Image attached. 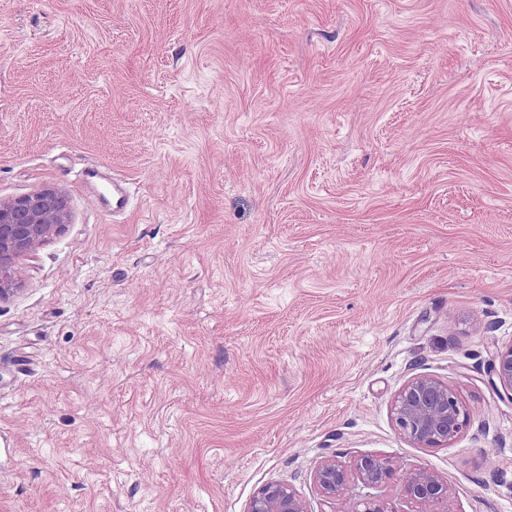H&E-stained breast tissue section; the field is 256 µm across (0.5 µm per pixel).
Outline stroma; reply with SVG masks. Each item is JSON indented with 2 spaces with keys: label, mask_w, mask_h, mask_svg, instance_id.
<instances>
[{
  "label": "stroma",
  "mask_w": 512,
  "mask_h": 512,
  "mask_svg": "<svg viewBox=\"0 0 512 512\" xmlns=\"http://www.w3.org/2000/svg\"><path fill=\"white\" fill-rule=\"evenodd\" d=\"M45 185L71 222L0 301V512L272 480L325 512L314 464L355 454L512 512V0H0V199ZM418 374L470 412L448 447L392 419ZM492 361L493 375L503 393L512 399V343L496 347Z\"/></svg>",
  "instance_id": "stroma-1"
}]
</instances>
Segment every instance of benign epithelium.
<instances>
[{
    "label": "benign epithelium",
    "mask_w": 512,
    "mask_h": 512,
    "mask_svg": "<svg viewBox=\"0 0 512 512\" xmlns=\"http://www.w3.org/2000/svg\"><path fill=\"white\" fill-rule=\"evenodd\" d=\"M71 220L68 197L45 186L0 201V301L15 291L20 259L58 235ZM493 375L512 399V344L493 353ZM391 414L399 431L417 448H443L456 440L468 424L469 413L455 391L429 375L409 379L395 394ZM395 462L375 454L355 456L349 463L334 458L319 461L311 472L318 494L327 503L344 497L352 484L381 487L397 477ZM404 493L425 512L448 502V482L427 469L401 478ZM245 512H308L304 499L289 484L269 481L250 499Z\"/></svg>",
    "instance_id": "7a95c632"
}]
</instances>
